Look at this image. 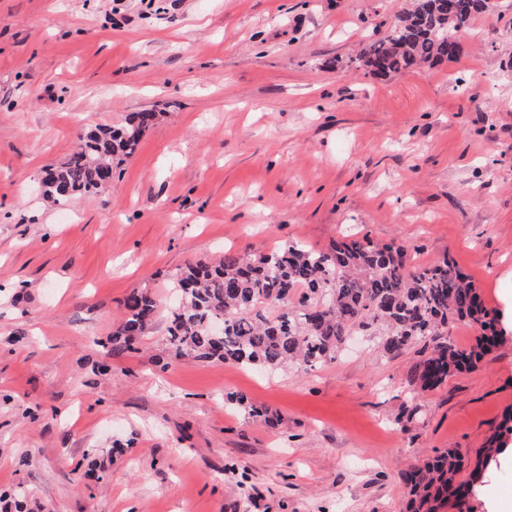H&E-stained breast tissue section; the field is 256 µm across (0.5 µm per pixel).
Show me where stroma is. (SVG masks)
Returning a JSON list of instances; mask_svg holds the SVG:
<instances>
[{"label": "stroma", "mask_w": 512, "mask_h": 512, "mask_svg": "<svg viewBox=\"0 0 512 512\" xmlns=\"http://www.w3.org/2000/svg\"><path fill=\"white\" fill-rule=\"evenodd\" d=\"M409 5L0 0V492L24 512H405L402 471L512 413V0L456 61L351 65ZM133 112L156 119L106 189L46 202L44 169ZM342 234L451 257L502 342L428 391L422 346L376 336L273 374L174 356L163 315L105 346L129 294L169 308L186 264ZM472 504L512 506V435Z\"/></svg>", "instance_id": "obj_1"}]
</instances>
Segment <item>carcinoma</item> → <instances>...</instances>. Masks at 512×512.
Here are the masks:
<instances>
[{
	"instance_id": "carcinoma-1",
	"label": "carcinoma",
	"mask_w": 512,
	"mask_h": 512,
	"mask_svg": "<svg viewBox=\"0 0 512 512\" xmlns=\"http://www.w3.org/2000/svg\"><path fill=\"white\" fill-rule=\"evenodd\" d=\"M448 2L446 9L439 0H415L389 32L363 46L353 63L387 76L456 60L464 49L462 35L484 7L476 6L477 0ZM155 119L154 112H134L122 126L88 132L65 163L51 168L43 196L60 202L104 190L113 165L137 151ZM406 255L401 245L375 246L365 238L344 236L324 250L291 243L254 257L227 250L215 263H191L174 284L181 298L170 313L166 342L175 355L197 360L270 370L295 361L312 369L335 360L347 337L372 332L382 336L389 353L415 342L430 348L410 374L412 385L430 390L478 367L498 344L501 328L480 289L451 260L415 267ZM159 308L154 294L133 291L112 335V352L129 349L155 322ZM457 322L476 327L474 344L463 348L446 338L448 327ZM229 402L271 425L276 422L267 409L242 396ZM502 430L512 432V415L476 459L448 448L401 472L408 512H443L450 502L462 512L471 485L500 449ZM465 469L470 480L457 482Z\"/></svg>"
}]
</instances>
